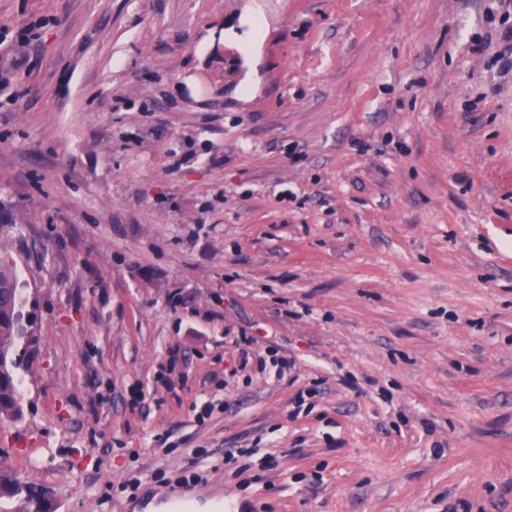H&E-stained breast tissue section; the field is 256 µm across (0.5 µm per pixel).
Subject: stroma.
<instances>
[{"instance_id": "stroma-1", "label": "stroma", "mask_w": 512, "mask_h": 512, "mask_svg": "<svg viewBox=\"0 0 512 512\" xmlns=\"http://www.w3.org/2000/svg\"><path fill=\"white\" fill-rule=\"evenodd\" d=\"M39 18L0 468L50 512L190 471L198 510L512 512V0H0ZM2 369L7 372L13 369V365L0 364V419L21 420L23 417L21 393L17 383L11 379L16 369L13 370L11 376L9 374L2 375ZM1 378H3V383Z\"/></svg>"}]
</instances>
